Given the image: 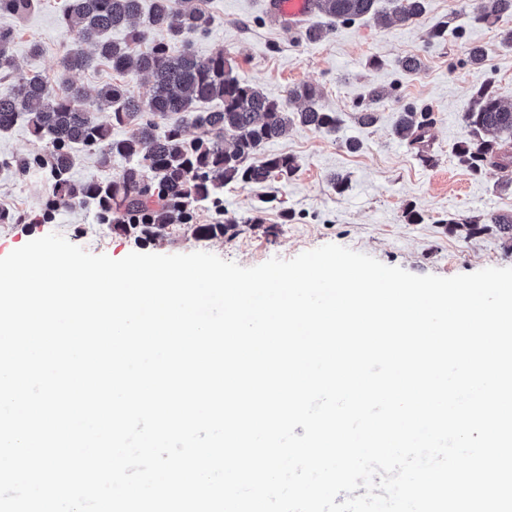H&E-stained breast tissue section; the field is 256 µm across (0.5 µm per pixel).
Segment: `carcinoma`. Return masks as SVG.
I'll return each mask as SVG.
<instances>
[{
    "label": "carcinoma",
    "mask_w": 512,
    "mask_h": 512,
    "mask_svg": "<svg viewBox=\"0 0 512 512\" xmlns=\"http://www.w3.org/2000/svg\"><path fill=\"white\" fill-rule=\"evenodd\" d=\"M41 0H0V13L22 17L39 7ZM144 0H69L61 19L62 33L78 48L65 53L59 70L67 75L96 63H107L123 74L130 70L152 79L149 98L142 100L121 83H106L97 90L94 103L86 106L80 91L55 92L38 73L18 79L16 92L0 95V132L19 120L30 134L45 143L41 151L0 159V167L21 175L41 174L47 184L43 216L51 218L63 205L94 211L98 221L147 245L164 240L180 227L194 237L222 238L237 231L233 219L209 224L196 221L202 207L223 208L221 193L230 184L264 186L277 177H290L296 161L271 155L263 161L254 156L267 142L283 136L294 121L327 131L336 130L334 112L318 105L320 92L308 85L288 91V100L304 107L288 111L286 104L266 96L261 89L240 79L218 51L202 59L190 48V38L204 33L209 18L193 0H151L146 19H141ZM378 0H315V12L343 23L378 13ZM390 13L412 22L425 10L426 0H388ZM512 15V0H472L468 17L473 24H494ZM115 29L126 32L116 42ZM157 29L169 40L152 37ZM14 34L0 29V80L15 76L12 45ZM88 45L91 52L81 49ZM213 100L222 103L214 112H196L194 124L202 132L189 138L182 113ZM381 94L374 89L359 106L363 122L374 120ZM107 114L102 120L98 114ZM172 119L155 133V119ZM468 137L457 152L458 163L472 176L484 178L495 171L512 169V106L502 104L489 88L480 89L474 104L464 113ZM432 113L416 106L399 112L394 133L416 148L424 166L435 159L427 148ZM128 126L127 137L112 138V127ZM80 145L100 153L102 163L114 156L125 160L122 174L110 181L77 182L71 176L72 149ZM450 230L471 237L494 225L512 242V214L483 217L458 215L446 220Z\"/></svg>",
    "instance_id": "1"
}]
</instances>
